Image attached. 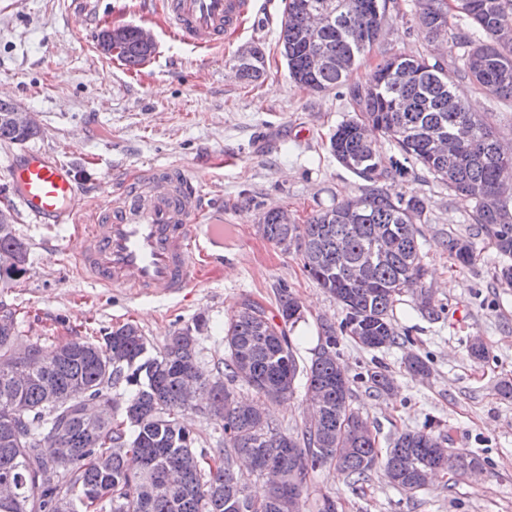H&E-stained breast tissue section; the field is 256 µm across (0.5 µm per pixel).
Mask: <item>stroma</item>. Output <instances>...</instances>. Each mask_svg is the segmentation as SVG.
<instances>
[{
    "mask_svg": "<svg viewBox=\"0 0 512 512\" xmlns=\"http://www.w3.org/2000/svg\"><path fill=\"white\" fill-rule=\"evenodd\" d=\"M163 0H96L87 14L74 0H0V87L7 98L36 114L39 134L22 144L0 141V208L14 191L5 178L9 159L45 149L72 167L81 188L67 224H29L15 218L14 232L29 251V272L14 287L0 286V303L15 313L21 336L44 352L88 331L138 325L154 348L202 316L198 361L212 371L224 355V329L244 300L276 312L282 293L302 307L287 333L300 364L325 343L322 328L339 326L340 304L308 278L296 250L264 239L257 224L264 211L285 207L297 220L360 194L363 181L328 150L330 133L350 117L346 88L313 93L288 78L278 43L285 0H255V12L236 36L203 50L174 39L160 20ZM151 30L156 48L141 66H125L101 53L108 26ZM261 45L266 74L240 81L234 58L241 47ZM392 54L423 56L448 71L462 65V50L439 54L414 16V0H393L384 34L354 69L352 80L370 78ZM470 110L491 115L501 144L512 145V102L459 84ZM185 164L208 177L216 218L226 224L223 275L166 300L132 298L95 287L67 265L78 249L77 224L94 223L106 197H118L113 176L133 169ZM391 196L422 197L427 285L435 314L419 309L410 294L398 296L393 322L400 342L367 350L351 337L338 339L339 364L352 382V405L372 425L379 449L405 429L447 437L448 448L479 457L477 476L441 473L414 496L394 488L382 468L350 484L332 466L309 472L301 512H318L322 496L336 512H512V400L498 387L512 382V284L495 279L502 258L489 240L475 236L474 203L411 167L385 180ZM473 237L476 260L461 267L444 246L448 236ZM481 339L483 361L469 355ZM430 366L426 378L404 369L407 353ZM385 370L391 393L372 387L367 373Z\"/></svg>",
    "mask_w": 512,
    "mask_h": 512,
    "instance_id": "35a3bbf8",
    "label": "stroma"
}]
</instances>
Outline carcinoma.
Here are the masks:
<instances>
[{"label":"carcinoma","mask_w":512,"mask_h":512,"mask_svg":"<svg viewBox=\"0 0 512 512\" xmlns=\"http://www.w3.org/2000/svg\"><path fill=\"white\" fill-rule=\"evenodd\" d=\"M336 3L340 11L315 38H306L308 9ZM372 0H286L279 34L288 76L297 86L323 93L347 86L353 115L329 138V150L342 166L366 182L361 194L320 210L303 224H284L278 212L260 218L258 232L279 246L296 245L304 270L345 310L339 328H325V346L310 364L300 366L286 326L301 318L300 305L282 295L277 314L258 302L245 300L224 329V359L216 374L197 362L198 325L202 318L179 329L158 353L132 323L98 336L59 343L50 357L41 358L21 384L5 373L17 327L14 314L0 308V481L20 485V497L0 502V512H237L245 482L232 468L237 458L263 471L266 463L296 483L295 512L306 475L324 465L335 466L352 483L368 477L379 451L371 425L352 407L351 381L336 361V333L371 336L363 344L380 349L398 343L391 312L396 297L410 292L421 310L436 312L424 286L418 223L426 209L417 196L392 199L380 186L407 168L384 164L378 143L365 141L358 127H370L394 145L407 163L420 167L448 190L475 202L472 221L507 259L497 277L512 283V153L502 151L497 131L486 116L469 111L455 92L453 77L441 64L424 57L393 55L376 67L370 81H350L360 56L381 33ZM421 23L434 34L445 23L442 4ZM455 8L481 30L485 39L457 30L452 45L464 49L461 77L487 96L512 101V0H455ZM116 57L125 65H142L154 48L142 43L133 28L123 30ZM325 51L336 66L315 70L310 57ZM250 59L237 65L246 82L265 72V55L251 46ZM13 103L0 100V140L25 142L39 128L23 129L10 118ZM463 122L473 126V141L453 155L437 156L429 148L434 131L449 133ZM14 216L0 221V283L17 284L28 273V250L13 229ZM448 251L463 267L476 260L473 242L448 236ZM414 377L429 372L417 355L405 359ZM306 379L309 402L317 421L303 423L292 434L270 421L258 404L244 406L236 388L247 386L256 396L283 400L294 393L298 374ZM372 387L389 392L392 380L384 370L368 373ZM202 380L210 386L209 412L224 425V447L197 449L199 438L184 421L188 403L184 386ZM123 384L131 394L124 407L113 401L112 389ZM81 386L90 395L112 404V411L93 426L83 425L69 409L46 404V392L60 394ZM67 421L74 433L62 445L76 449L70 465L50 486L39 478L42 460L35 453L38 438L52 423ZM480 464L466 454H450L445 440L432 432L406 429L387 449L383 468L395 472L393 485L410 495L421 490L420 472L427 467L446 470L456 464ZM174 481L171 492L145 501L142 489L151 483ZM282 497L271 487L255 500L256 512H286Z\"/></svg>","instance_id":"carcinoma-1"}]
</instances>
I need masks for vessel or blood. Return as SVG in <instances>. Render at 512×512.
I'll list each match as a JSON object with an SVG mask.
<instances>
[{
	"label": "vessel or blood",
	"instance_id": "b4317fda",
	"mask_svg": "<svg viewBox=\"0 0 512 512\" xmlns=\"http://www.w3.org/2000/svg\"><path fill=\"white\" fill-rule=\"evenodd\" d=\"M171 34L205 49L242 29L253 0H166ZM6 177L16 206L32 224L70 222L69 201L78 193L69 166L50 151L13 156ZM205 178L189 166L142 170L121 179V195L101 209L98 223L75 226L77 272L96 285L136 298L169 299L199 281L222 274L224 257L204 246L224 243V227L196 222L205 213Z\"/></svg>",
	"mask_w": 512,
	"mask_h": 512
}]
</instances>
